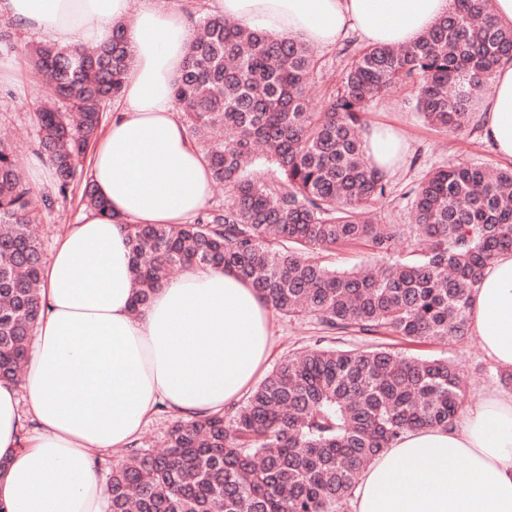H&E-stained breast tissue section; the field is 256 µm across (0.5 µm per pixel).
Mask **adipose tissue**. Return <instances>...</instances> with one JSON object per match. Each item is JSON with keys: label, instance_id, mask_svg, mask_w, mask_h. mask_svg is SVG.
<instances>
[{"label": "adipose tissue", "instance_id": "obj_1", "mask_svg": "<svg viewBox=\"0 0 512 512\" xmlns=\"http://www.w3.org/2000/svg\"><path fill=\"white\" fill-rule=\"evenodd\" d=\"M224 16L332 48L414 42L449 0H214ZM72 47L110 42L123 25L134 53L91 151L110 216L83 215L41 276L45 308L21 383L0 381V502L7 512H104L93 456L129 447L158 410L189 420L235 407L270 354L272 311L231 270L191 267L134 311L128 227L182 224L211 197L207 164L172 96L193 36L156 0H0V12ZM482 137L512 160V60L482 96ZM366 157L393 173L407 145L364 132ZM471 332L497 370L512 372V253L484 268ZM26 399H19V390ZM35 428L22 439V418ZM353 512H512V390L473 394L452 424L408 431L356 485Z\"/></svg>", "mask_w": 512, "mask_h": 512}]
</instances>
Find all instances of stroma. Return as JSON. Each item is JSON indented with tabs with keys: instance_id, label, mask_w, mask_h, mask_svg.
<instances>
[{
	"instance_id": "stroma-1",
	"label": "stroma",
	"mask_w": 512,
	"mask_h": 512,
	"mask_svg": "<svg viewBox=\"0 0 512 512\" xmlns=\"http://www.w3.org/2000/svg\"><path fill=\"white\" fill-rule=\"evenodd\" d=\"M19 42L14 45L17 70L10 78L0 80V136L7 137L27 182L38 191L48 188L52 174L37 158V122L35 107L44 97L45 88L32 75L22 54L23 44L39 41L38 33L18 28ZM318 71L306 92L311 110H319L334 89L339 74L349 56L341 48L321 49ZM366 120L368 125L393 128L401 133L410 145V159L392 174V190L372 212L375 221L382 224H409L413 217L405 191L422 174L432 168L455 162H470L492 167H505L483 141L480 131L441 133L427 126L412 108V96L406 90H394L377 99L371 106ZM85 212L78 195L56 198L46 211L38 232L44 253H51L57 238L63 236ZM273 343L267 367H274L283 359L302 349L313 346L316 336L311 320L288 321L273 319ZM399 349L407 355H424L448 358L461 364L467 394L490 390L498 385L496 371L485 359L473 337L435 344H415L399 341Z\"/></svg>"
}]
</instances>
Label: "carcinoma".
Instances as JSON below:
<instances>
[{
  "label": "carcinoma",
  "mask_w": 512,
  "mask_h": 512,
  "mask_svg": "<svg viewBox=\"0 0 512 512\" xmlns=\"http://www.w3.org/2000/svg\"><path fill=\"white\" fill-rule=\"evenodd\" d=\"M172 84L188 136L202 147L224 203L186 224H131L128 239L145 305L173 271L228 268L273 311L310 318L320 342L278 364L234 408L171 428L167 449L138 448L112 464L110 512H348L362 470L409 430L447 426L464 397L461 366L406 356L385 340L463 338L482 269L512 252V169L456 163L427 171L406 192L419 250L394 256L402 224H372L368 208L390 192L370 164L361 130L377 97L412 90L424 123L440 132L473 125V101L512 59V25L488 0H452L415 42L355 49L318 112L306 89L318 60L305 42L229 24L208 8ZM35 74L50 81L35 116L40 157L60 196L99 137L133 53L119 30L92 51L31 45ZM81 200L106 202L85 184ZM50 195L25 181L0 141V380L18 381L42 298L41 244L32 232ZM358 247L375 269L320 260Z\"/></svg>",
  "instance_id": "1"
}]
</instances>
